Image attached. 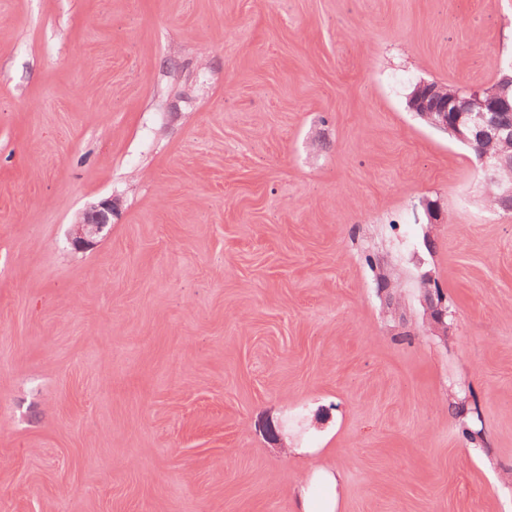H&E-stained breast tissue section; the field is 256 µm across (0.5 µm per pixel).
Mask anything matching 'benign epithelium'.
Wrapping results in <instances>:
<instances>
[{"label": "benign epithelium", "mask_w": 512, "mask_h": 512, "mask_svg": "<svg viewBox=\"0 0 512 512\" xmlns=\"http://www.w3.org/2000/svg\"><path fill=\"white\" fill-rule=\"evenodd\" d=\"M409 107L435 128L445 130L459 141L498 142L512 149V123L501 121V115L512 112V77H503L486 89L458 92L448 96L447 87L438 82L416 85L409 97ZM485 179L497 181L504 158L501 153L479 155ZM114 205L107 198L87 211L75 225L72 245L85 249L94 244V237L112 223ZM430 316L435 328L448 332V306L443 301L430 300Z\"/></svg>", "instance_id": "benign-epithelium-1"}]
</instances>
